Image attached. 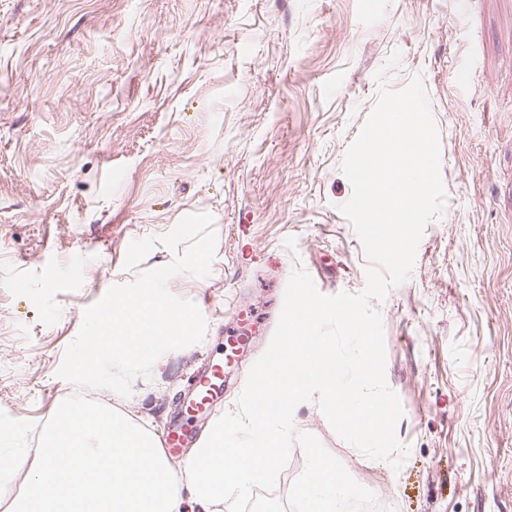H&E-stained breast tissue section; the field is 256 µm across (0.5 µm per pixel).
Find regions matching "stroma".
Instances as JSON below:
<instances>
[{
	"instance_id": "obj_1",
	"label": "stroma",
	"mask_w": 512,
	"mask_h": 512,
	"mask_svg": "<svg viewBox=\"0 0 512 512\" xmlns=\"http://www.w3.org/2000/svg\"><path fill=\"white\" fill-rule=\"evenodd\" d=\"M417 75L446 205L378 305L408 459L367 458L313 401L294 426L382 512H512V0H0V448L21 459L0 512L77 392L58 370L84 310L175 257L159 244L125 269L131 241L214 217L210 275L168 283L200 308L204 340L159 358L130 396L87 392L158 439L183 427L177 474L211 418L236 410L294 265L327 295L364 288L341 164L381 88ZM244 328L223 394L189 413L194 374Z\"/></svg>"
}]
</instances>
